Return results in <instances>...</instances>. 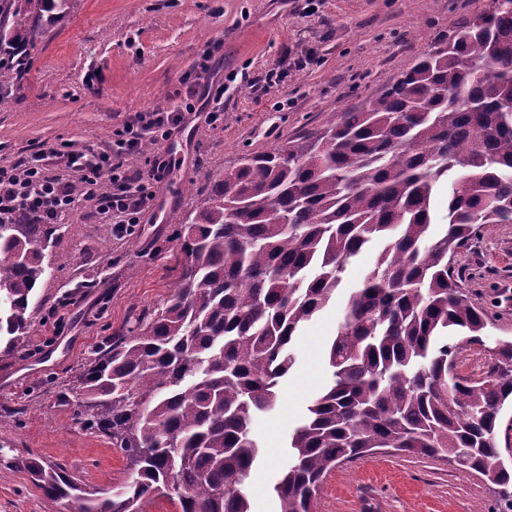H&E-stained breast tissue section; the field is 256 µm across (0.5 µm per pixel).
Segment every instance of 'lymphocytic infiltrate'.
Instances as JSON below:
<instances>
[{
    "instance_id": "obj_1",
    "label": "lymphocytic infiltrate",
    "mask_w": 512,
    "mask_h": 512,
    "mask_svg": "<svg viewBox=\"0 0 512 512\" xmlns=\"http://www.w3.org/2000/svg\"><path fill=\"white\" fill-rule=\"evenodd\" d=\"M195 109L191 102L181 107L159 104L129 116L114 130L107 150L90 152L66 145L50 155L33 152L17 167H0V220L23 211L39 223L57 224L81 199L88 205V217L111 224L116 234H134L153 205L154 183L170 172L172 163L156 156L141 171L129 168L127 161L147 142L168 139L186 113ZM52 158L75 173V180L48 177L46 166Z\"/></svg>"
}]
</instances>
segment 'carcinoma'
Returning a JSON list of instances; mask_svg holds the SVG:
<instances>
[{
	"mask_svg": "<svg viewBox=\"0 0 512 512\" xmlns=\"http://www.w3.org/2000/svg\"><path fill=\"white\" fill-rule=\"evenodd\" d=\"M69 0H0V53L23 57L42 13ZM443 234L431 232L435 218ZM182 255L166 304L105 337L75 388L84 423L120 449L129 480L102 496L58 466L22 462L49 504L143 512L178 488L180 512H251L262 455L254 416L273 410L301 328L333 298L350 259L385 240L331 338L332 380L291 434L272 490L278 512H315L336 464L391 448L446 457L500 487L496 442L512 403V341L478 378L457 372L448 331L484 345L485 311L454 258L488 224H512V0L454 31L368 105L311 138L247 155L202 207L173 218ZM58 225L0 223V337L15 350L39 283L67 254H44Z\"/></svg>",
	"mask_w": 512,
	"mask_h": 512,
	"instance_id": "obj_1",
	"label": "carcinoma"
}]
</instances>
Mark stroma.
<instances>
[{"label":"stroma","mask_w":512,"mask_h":512,"mask_svg":"<svg viewBox=\"0 0 512 512\" xmlns=\"http://www.w3.org/2000/svg\"><path fill=\"white\" fill-rule=\"evenodd\" d=\"M491 0H70L66 14L45 13L42 33L19 77L0 82V167L30 151L71 142L108 148L129 115L179 104L202 88L209 58L227 77L224 125L189 115L182 131L129 158L145 168L157 154L176 166L155 187L153 221L134 235H105L76 204L55 244L70 262L42 282L26 318L22 346L0 345V447L62 467L90 488L122 482L123 452L75 416L72 387L92 349L136 315L160 307L178 279L173 217L198 209L225 169L246 154L274 150L323 129L338 113L361 108L423 53ZM312 62H305L306 54ZM272 68L281 80L261 91L248 83ZM380 244L346 267L340 295L298 338L281 401L257 415L263 449L247 485L251 512H277L271 486L286 440L330 380L326 347L342 320L346 293L360 287ZM459 284L488 315L489 340H512V224H493L456 256ZM72 305L61 333L51 312ZM493 485L444 458L379 448L341 462L324 478L317 512H492ZM23 470L0 464V512H47Z\"/></svg>","instance_id":"stroma-1"}]
</instances>
